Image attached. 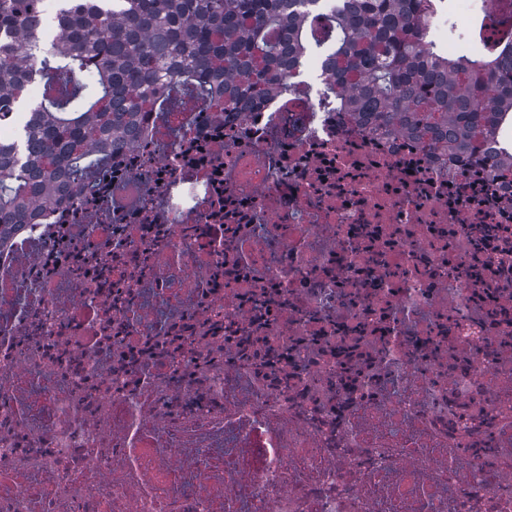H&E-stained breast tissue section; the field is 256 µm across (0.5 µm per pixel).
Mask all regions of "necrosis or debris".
I'll return each mask as SVG.
<instances>
[{
    "mask_svg": "<svg viewBox=\"0 0 512 512\" xmlns=\"http://www.w3.org/2000/svg\"><path fill=\"white\" fill-rule=\"evenodd\" d=\"M0 250V512H512V168L303 70L144 114Z\"/></svg>",
    "mask_w": 512,
    "mask_h": 512,
    "instance_id": "necrosis-or-debris-1",
    "label": "necrosis or debris"
}]
</instances>
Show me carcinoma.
Segmentation results:
<instances>
[{"instance_id": "cac0c4a2", "label": "carcinoma", "mask_w": 512, "mask_h": 512, "mask_svg": "<svg viewBox=\"0 0 512 512\" xmlns=\"http://www.w3.org/2000/svg\"><path fill=\"white\" fill-rule=\"evenodd\" d=\"M0 0V247L41 211L78 199L161 101L241 112L291 87L313 55L358 122L469 153L512 125V24L474 56L436 50L440 0ZM93 80L88 84L84 78ZM43 96L24 107L36 80Z\"/></svg>"}]
</instances>
